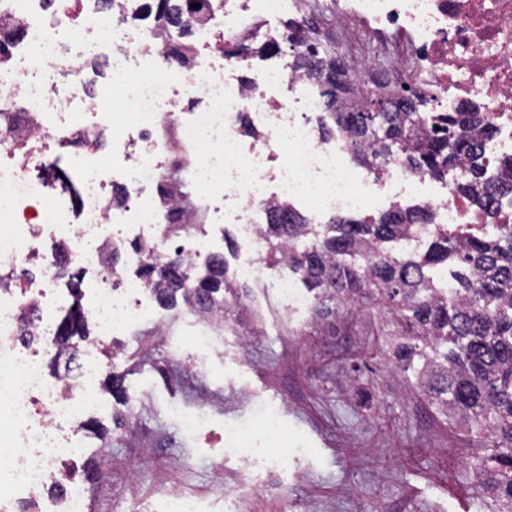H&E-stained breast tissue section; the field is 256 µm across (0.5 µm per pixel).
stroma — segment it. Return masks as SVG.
I'll return each mask as SVG.
<instances>
[{"mask_svg":"<svg viewBox=\"0 0 512 512\" xmlns=\"http://www.w3.org/2000/svg\"><path fill=\"white\" fill-rule=\"evenodd\" d=\"M282 272L266 264L223 325L155 301L113 340L125 396L104 395L90 414L99 433H79L90 512L105 502L147 512L173 491L200 512H488L474 470L488 433L447 422L414 370L399 368L381 304L359 300L320 326L313 309L278 294ZM240 433L287 456L282 468L257 469L246 497L230 451ZM106 458L103 481L95 472Z\"/></svg>","mask_w":512,"mask_h":512,"instance_id":"obj_1","label":"stroma"}]
</instances>
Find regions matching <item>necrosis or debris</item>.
<instances>
[{"label":"necrosis or debris","instance_id":"obj_1","mask_svg":"<svg viewBox=\"0 0 512 512\" xmlns=\"http://www.w3.org/2000/svg\"><path fill=\"white\" fill-rule=\"evenodd\" d=\"M291 7L304 25L311 0H201L192 24L204 53L191 69L172 62L168 33L132 24L141 0H0V17L25 30L0 65V104L13 107L14 134L0 140V512H78L82 489L66 468L81 454L69 434L100 391L98 353L144 311L152 292L125 271L149 259L196 263L205 244L189 208L162 198L161 187L185 169L186 150H203L194 170L209 198H233L247 259L238 275L263 276L259 214L285 199L310 207L311 220L380 213L403 206L430 184L427 204L439 224H484L487 216L445 180L414 174L395 160L376 172L346 161V139H323L315 80L288 67L236 76L237 44L276 39L270 21ZM344 43L380 47L401 85L429 93L443 112L470 106L489 118L480 138L488 176L512 157V0H337ZM205 101L201 111L185 102ZM131 104L121 122L112 105ZM248 118L255 132L238 126ZM73 151L57 175L56 152ZM123 188L126 201L114 205ZM133 251L111 263L113 247ZM86 277L94 338L70 371L53 376L41 353L54 346L70 289L62 269Z\"/></svg>","mask_w":512,"mask_h":512}]
</instances>
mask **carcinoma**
<instances>
[{
    "mask_svg": "<svg viewBox=\"0 0 512 512\" xmlns=\"http://www.w3.org/2000/svg\"><path fill=\"white\" fill-rule=\"evenodd\" d=\"M181 0H149L155 23L170 28L183 15ZM20 29L0 22V60L9 53ZM305 52L292 64L319 80L327 117L349 135L355 162L375 170L394 158L412 172L435 178L467 163V180L457 192L487 212L499 198L512 194V157L501 160L506 176L489 181L478 159V145L469 134L493 126L478 112L464 107L439 114L424 126L420 108L426 97L415 91L377 92L356 112L336 111V102L353 89L349 72L337 59L304 43ZM431 228L427 252L415 258L398 252L397 241L408 232ZM267 257L288 263L319 300L317 316L336 319L339 305L375 297L395 318L401 330L389 342L405 368L418 365L420 388L427 391L443 414L461 426L489 431L491 453L476 464V474L497 512H512V224L496 225L489 238L466 229L434 223L426 208H397L370 218L333 216L324 224L309 219L285 201L274 205L262 227ZM314 241L298 248L307 237ZM458 264L450 271L453 287L442 288L428 269ZM140 278L165 306L181 301L190 311L210 312L237 298L235 279L222 255L205 265L184 267L152 260L141 266ZM86 315L81 305L70 307L61 320L58 341L71 353L86 339Z\"/></svg>",
    "mask_w": 512,
    "mask_h": 512,
    "instance_id": "carcinoma-1",
    "label": "carcinoma"
}]
</instances>
